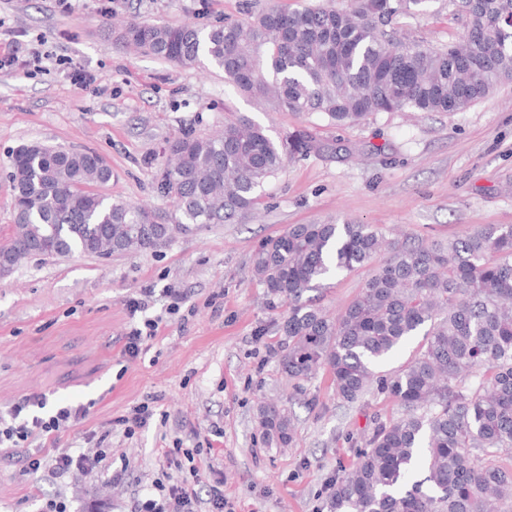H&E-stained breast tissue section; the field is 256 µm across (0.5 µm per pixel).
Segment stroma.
Wrapping results in <instances>:
<instances>
[{
  "instance_id": "35a3bbf8",
  "label": "stroma",
  "mask_w": 512,
  "mask_h": 512,
  "mask_svg": "<svg viewBox=\"0 0 512 512\" xmlns=\"http://www.w3.org/2000/svg\"><path fill=\"white\" fill-rule=\"evenodd\" d=\"M319 0H0V48L20 41L58 56L49 72H0V243L13 224L10 155L24 143L89 150L112 170L103 192L153 208L170 219L173 205L155 188L168 140L206 135L243 114L272 137L302 131L324 144L289 161L271 178L258 212L237 224H204L175 234L155 251L98 258L81 253L32 258L0 278V411L41 393L50 405L83 404L86 421L60 448L94 447L106 468L66 480L22 474L19 451L0 447V512H38L63 496L70 512H130L166 466L164 448H190L176 475L198 470L206 498L218 486L235 512H327L325 486L348 468L374 423L401 415L390 397H337L328 370L295 382L280 365L285 304L270 299L251 273L264 238L291 224L350 221L386 237L418 242L512 224V83L467 111L382 112L350 126L319 115L269 112L225 84L210 66L181 68L120 49L108 18L207 26L238 20L272 4L304 10ZM450 0H430L422 14L399 15L398 32L442 46L461 28ZM97 80L73 85L68 65ZM369 268L325 279L311 296L329 312L358 294ZM196 313H170L169 289ZM150 290L148 307L130 314L129 299ZM159 319L138 357L121 349L130 329ZM156 398L165 422L127 438L111 423L129 407ZM282 405L294 443L276 447L258 425L259 407ZM127 468L125 481L112 472Z\"/></svg>"
}]
</instances>
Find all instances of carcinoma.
<instances>
[{"label":"carcinoma","mask_w":512,"mask_h":512,"mask_svg":"<svg viewBox=\"0 0 512 512\" xmlns=\"http://www.w3.org/2000/svg\"><path fill=\"white\" fill-rule=\"evenodd\" d=\"M427 2L273 5L208 28L129 20L117 41L182 68L206 61L258 104L336 125L379 112H464L512 82V0H453L464 29L442 47L391 27ZM319 149L303 133L277 140L245 115L213 135L176 137L157 181L175 209L166 224L101 193L112 169L96 153L23 145L11 155L13 235L0 259L13 267L34 256L142 252L192 225L237 223L288 160ZM370 265L336 315L304 298L331 274ZM251 271L288 304V378L306 381L326 368L340 399L355 403L374 385L405 410L374 424L355 463L330 478L328 512H512V465L495 460L512 448L511 224L417 245L387 240L370 224H290L262 241ZM420 331L405 364L375 372ZM259 425L277 445L292 444L284 409L262 406ZM416 468L424 478L412 483Z\"/></svg>","instance_id":"1"}]
</instances>
